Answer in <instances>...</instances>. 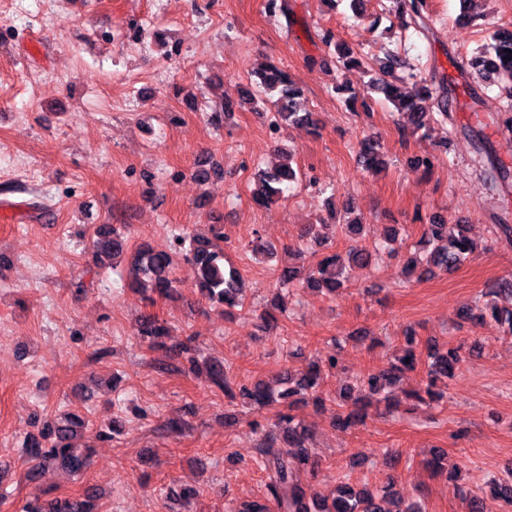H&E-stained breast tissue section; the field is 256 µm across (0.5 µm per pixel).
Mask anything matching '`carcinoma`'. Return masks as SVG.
<instances>
[{
	"label": "carcinoma",
	"mask_w": 512,
	"mask_h": 512,
	"mask_svg": "<svg viewBox=\"0 0 512 512\" xmlns=\"http://www.w3.org/2000/svg\"><path fill=\"white\" fill-rule=\"evenodd\" d=\"M399 17L410 20L411 23L426 27L420 15L418 0H395ZM512 50V30L499 28L490 36V42L483 45L480 52L467 60L471 71L480 75L484 80H497L508 84L509 96L512 97V58H508L506 50ZM399 65L394 55L386 57L377 74L370 83V90L384 95L395 110L408 120L405 130L415 134L436 120H448L451 117L452 101L446 95L436 96V111L428 112L422 106L424 98L430 97L431 88L423 87L422 93L415 98L404 93L400 87L389 80ZM262 92L276 96L273 101L275 120L278 126L283 123L313 125L312 113L303 108L301 99L303 93L287 75L275 66L269 67L262 74ZM360 153L368 170H378L383 165V152L379 142L366 138L361 142ZM294 157L288 155L267 170L256 174L253 199L256 203L267 205L282 197L284 187L296 181L297 172L293 167ZM212 237H198L182 234L181 244L185 245L184 261L189 265L194 286L208 298L228 311L239 305V295L243 285L238 270L226 259L224 248L217 242L224 240L221 229L211 227ZM423 247L429 249L426 268L423 274H432L434 270L446 271L461 265L476 249V243L466 234L464 225L456 224L448 227L445 223L428 225L427 232L421 239ZM125 248L124 236L114 227L104 226L99 229L93 242V258L102 256L116 257ZM371 254L363 248H351L346 256L333 254L325 257L312 269L307 283L314 288H322L331 293L342 288L346 282V271L351 267H364L369 264ZM138 264L146 281L153 291L162 296H168L177 288L176 280L170 276L172 260L168 253L142 249L138 254ZM484 297V314L478 321L481 324L492 323L504 336L512 338V277L507 275L490 284L482 293ZM170 334L169 328L154 316L143 317L141 335L151 339L152 344L165 348L162 337ZM464 345L448 349L440 354L428 349L431 363L426 369V377L422 387L408 393V397L419 401L424 398L431 400L440 397L436 386L440 379L454 376L459 364L463 361ZM419 364L412 349L397 358L387 370L371 374L363 379L370 393L376 394L385 386L392 384L398 374L411 371ZM280 384L286 385L281 391L274 389L265 381L256 382L249 387L239 389L240 395L265 406L279 400H286L299 391L311 392L315 403L322 402L319 395L320 369L312 365L308 371L294 376L289 374L280 379ZM368 403L357 398L350 404H343L338 414L336 424L348 429L363 423L368 418ZM280 421L288 423L284 435L285 446H277L276 433L265 435L262 447L259 448L262 465L267 473L266 494L262 497L247 498L240 501L234 512H422L408 506L394 489L395 481L389 480L382 489V494H374L366 489H354L348 485L336 488L332 499L319 496L310 487L303 485L296 478V473L312 469L316 465V457L307 446L309 429L293 423V416L282 415ZM77 424L74 418H67L54 425L43 424L42 435L54 436L55 444L46 449L37 442L30 443V454L36 460L48 456H60L61 463L73 470L85 468L89 456L78 455L68 442L73 427ZM455 493L468 499L470 512H500L512 507V480H491L490 496L495 505H489L486 500L469 488L454 487Z\"/></svg>",
	"instance_id": "obj_1"
}]
</instances>
